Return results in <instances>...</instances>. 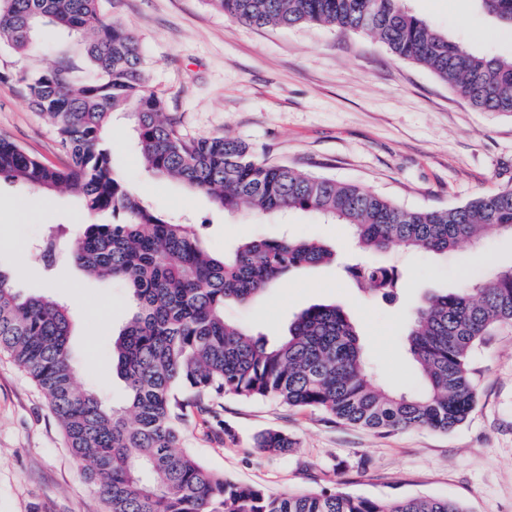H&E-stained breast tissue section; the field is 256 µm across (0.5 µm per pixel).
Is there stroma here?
I'll use <instances>...</instances> for the list:
<instances>
[{
	"mask_svg": "<svg viewBox=\"0 0 512 512\" xmlns=\"http://www.w3.org/2000/svg\"><path fill=\"white\" fill-rule=\"evenodd\" d=\"M407 5L469 49L512 56V29L480 13L474 0ZM103 9L137 39L150 88L187 137L238 138L258 159L358 185L407 210L446 209L512 186V115L474 109L429 70L393 59L369 34L310 24L252 28L209 0H104ZM18 66L0 48V137L64 165L50 123L8 77ZM108 138L115 171L144 204L188 224L215 253L285 233L335 250L334 263L293 271L254 302L227 305L225 315L272 343L310 305L339 304L356 325L374 382L400 392L420 387L406 330L424 297L455 289L487 263L512 265V237L497 230L479 252L463 244L440 258L399 248L361 256L345 225L309 213L227 214L206 195L147 172L127 114L114 113ZM89 220L71 192L0 180V267L19 294L68 303L76 382L118 404L126 387L112 371V342L131 314L126 289L87 276L63 254L45 269L39 253L50 225L73 236ZM358 257L396 266L401 288L389 296L356 288L343 267ZM472 367L478 405L448 433L377 434L311 408L228 397L208 410L186 408L182 446L209 469L273 493L336 487L384 502L436 496L469 512H512V328L479 347ZM265 430L288 432L296 448L285 457L257 451L252 439ZM103 509L43 392L0 355V512Z\"/></svg>",
	"mask_w": 512,
	"mask_h": 512,
	"instance_id": "1",
	"label": "stroma"
}]
</instances>
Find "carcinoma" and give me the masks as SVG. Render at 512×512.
Segmentation results:
<instances>
[{
    "mask_svg": "<svg viewBox=\"0 0 512 512\" xmlns=\"http://www.w3.org/2000/svg\"><path fill=\"white\" fill-rule=\"evenodd\" d=\"M210 2L255 28L304 23L368 32L474 108L512 115V58L463 48L404 0ZM477 2L512 24V0ZM44 23L62 28L69 44L48 52L38 35ZM2 46L18 57L23 95L52 123L71 163L48 165L0 138V177L42 192H74L93 221L63 239L64 251L89 275L123 284L134 303L113 355L127 394L109 407L76 385L67 306L19 295L10 271L0 268V353L47 396L104 512H468L431 496L384 504L337 488L270 494L179 450V424L187 407L230 396L312 407L378 433L452 431L478 402L471 354L496 329L512 327V267L468 278L416 309L407 344L421 387L410 395L393 392L370 379L355 327L335 304L303 310L277 343L224 318L226 305L247 304L289 273L334 259L326 245L288 236L247 239L215 254L187 225L150 210L132 192L113 168L108 129L113 113H128L148 170L182 181L229 213H317L348 225L359 247L377 252L402 247L443 255L462 242L480 244L491 227L512 235V188L448 209L408 211L354 184L259 161L230 136L187 138L150 89L136 38L104 14L102 0H0ZM345 271L359 288L399 287L394 266L356 262ZM253 447L285 457L296 441L266 430L253 437Z\"/></svg>",
    "mask_w": 512,
    "mask_h": 512,
    "instance_id": "cac0c4a2",
    "label": "carcinoma"
}]
</instances>
